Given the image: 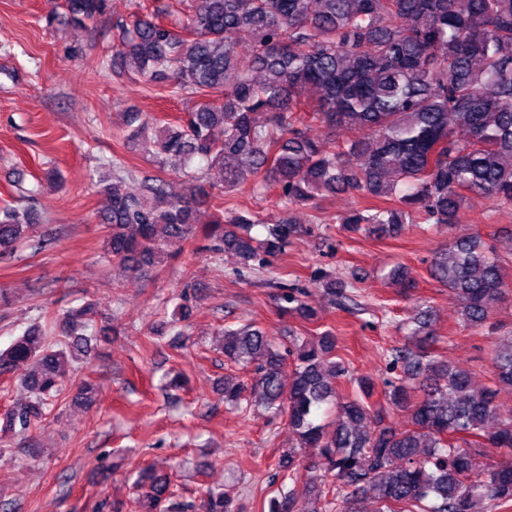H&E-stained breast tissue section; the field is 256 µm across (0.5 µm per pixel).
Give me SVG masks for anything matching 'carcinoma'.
Listing matches in <instances>:
<instances>
[{
	"mask_svg": "<svg viewBox=\"0 0 512 512\" xmlns=\"http://www.w3.org/2000/svg\"><path fill=\"white\" fill-rule=\"evenodd\" d=\"M181 30L167 21L170 5L148 17L116 24V54L144 81L165 82L173 95L195 99L185 117L166 122L143 112L124 114L126 141L136 144L154 129L155 154L188 168L195 159L219 169L223 183L196 184L180 195L168 181L144 176L139 190L127 185L132 171L120 159L103 163L96 182L109 207L97 216L103 248L112 262L139 273L162 255H179L197 235L208 249L231 252L244 265L265 264L299 226L267 227L251 236L258 219L217 209L203 226L202 205L224 199L246 175L278 189L288 204L317 205L326 192L357 191L383 201L355 209L343 220L396 235L404 225L453 224L472 199L512 206V0H190ZM74 26L101 14L106 0H64ZM249 44V53L240 47ZM265 114V121L255 119ZM322 123L327 136L309 135L306 119ZM351 129L357 136L344 138ZM34 210L0 208V257L34 237ZM430 276L462 305L469 328L489 323L506 288L494 250L478 236L456 240L437 253ZM353 284L331 278L326 293L346 307ZM278 307L306 320L316 312L299 288L276 286ZM66 312L33 325L0 350V373L34 366L23 379L27 396L0 418V435H24L45 419L72 364L89 358L91 341L105 329ZM414 346L389 351L401 376L384 382L386 401L407 414L409 426L385 422L369 404L374 387L359 380L361 396L343 398L334 379L336 338L319 333L294 349L275 345L253 324L224 329L220 349L227 362L253 366L251 382L224 381V403L242 401L288 419L297 446L278 468L298 481V450L314 459L304 469L325 467L324 491L304 490L311 512H356L369 490L377 512H484L482 504L512 506V466L476 467L481 448L512 454V414L498 412L497 389H471L468 371L431 355L437 341L426 323ZM60 339L52 341V336ZM497 382L512 388V335L492 354ZM336 403L346 421L329 430L315 412ZM496 426L488 428L490 420ZM141 512H234L224 492L210 489L200 505L174 499L170 476L152 467L138 472ZM294 489L272 498L269 512H294Z\"/></svg>",
	"mask_w": 512,
	"mask_h": 512,
	"instance_id": "obj_1",
	"label": "carcinoma"
}]
</instances>
